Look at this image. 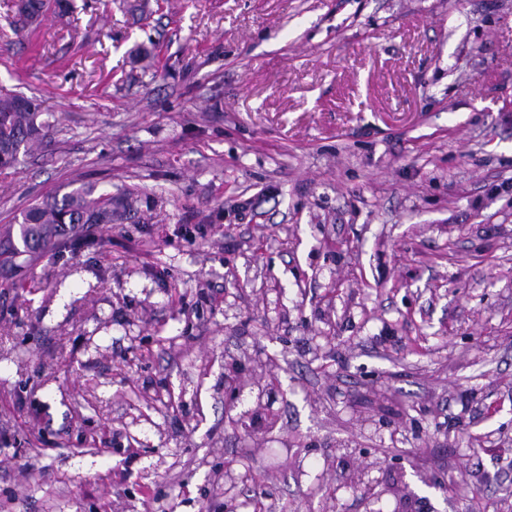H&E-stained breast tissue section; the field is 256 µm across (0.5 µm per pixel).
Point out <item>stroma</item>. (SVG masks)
Returning <instances> with one entry per match:
<instances>
[{"label":"stroma","instance_id":"1","mask_svg":"<svg viewBox=\"0 0 512 512\" xmlns=\"http://www.w3.org/2000/svg\"><path fill=\"white\" fill-rule=\"evenodd\" d=\"M72 4L0 0V86L54 126L0 225L127 207L0 275V507L224 512L229 465L237 512H366L317 475L402 458L412 512H512V0ZM242 349L273 430L227 413ZM16 7L19 20L31 25L39 21L47 12L63 17L71 9V4L69 0H19ZM242 358L248 361H256L259 358L250 354L247 350H241L240 355L225 353L224 357V398L225 403L232 408L241 407L237 415V423L242 427L247 428V422H251L256 418H264L268 423H272L275 419V414L272 405L279 395H284L278 381L258 379L250 386L251 391L249 396L251 398L250 404L245 406V390L246 385L243 384L238 377L239 365ZM257 392L253 395L254 390Z\"/></svg>","mask_w":512,"mask_h":512}]
</instances>
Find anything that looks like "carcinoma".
Wrapping results in <instances>:
<instances>
[{"instance_id":"cac0c4a2","label":"carcinoma","mask_w":512,"mask_h":512,"mask_svg":"<svg viewBox=\"0 0 512 512\" xmlns=\"http://www.w3.org/2000/svg\"><path fill=\"white\" fill-rule=\"evenodd\" d=\"M17 16L24 24H34L46 13L66 15L69 0H18ZM40 103L0 88V168H12L20 157L44 147L52 125L40 120ZM112 194H95L81 186L28 206L16 224L0 227V266L19 267L22 256L36 257L51 251L58 237L66 234L79 248L89 224L112 223Z\"/></svg>"}]
</instances>
